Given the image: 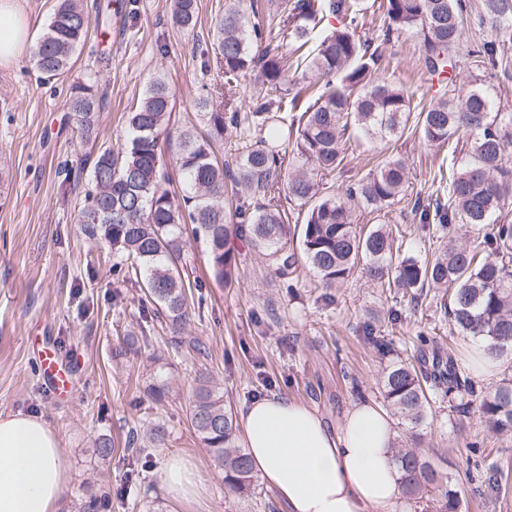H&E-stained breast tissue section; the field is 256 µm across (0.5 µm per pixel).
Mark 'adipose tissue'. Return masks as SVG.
Segmentation results:
<instances>
[{"instance_id": "adipose-tissue-1", "label": "adipose tissue", "mask_w": 512, "mask_h": 512, "mask_svg": "<svg viewBox=\"0 0 512 512\" xmlns=\"http://www.w3.org/2000/svg\"><path fill=\"white\" fill-rule=\"evenodd\" d=\"M31 44L16 0H0V63L17 60ZM244 444L254 472L288 512H409L391 457L396 433L371 401L351 406L329 427L306 404L272 395L241 412ZM67 468L57 433L41 417H0V512H58ZM164 485L177 500L206 490L195 466L172 456Z\"/></svg>"}]
</instances>
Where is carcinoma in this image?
Masks as SVG:
<instances>
[{
	"mask_svg": "<svg viewBox=\"0 0 512 512\" xmlns=\"http://www.w3.org/2000/svg\"><path fill=\"white\" fill-rule=\"evenodd\" d=\"M361 0H280L276 16L287 52L268 42L265 0H231L206 40H197L193 54L203 70L216 66L224 84L233 87L257 73L258 95L248 107L258 140L237 148L232 163L213 159V144L224 130L241 123L239 112L214 106L213 97L196 99L210 133L199 139L188 130L177 135L174 159L182 187L169 181L161 135L169 133L174 91L158 76L127 116L128 135L115 149L101 150L91 162L95 191L82 212L84 231L107 242L112 253L130 261L156 314L175 329L188 317L186 283L177 261L187 226L203 236L210 270L226 286L237 277L236 256L226 248L234 236L247 239L286 279L299 263L317 277L320 287L337 288L359 272L367 279L406 291L425 286L451 287L444 303L451 331L463 340L485 344L494 360L512 357V224L499 220L512 198V109L501 104L496 83L512 77L503 65L512 48V0H481L469 9L466 0H383V38L366 32ZM332 16L339 25L319 37L317 24ZM172 22L192 32L196 0H173ZM89 15L80 0H58L39 39L37 69L55 77L71 67L76 49L85 43ZM488 28L491 38L469 41L468 29ZM415 34L422 39L423 66L437 80L442 94L429 104L413 102L406 88L379 75L390 66L384 45L392 35ZM468 58L481 73L459 81V60ZM316 76L307 104L295 88L290 71ZM71 118L83 134H92L99 98L94 85L78 83L68 100ZM429 145H445L466 136L464 160L451 169L448 199L438 194L412 199L419 223L438 221L448 231V248L425 263L399 257L392 230L386 224L362 227L356 211H381L400 201L409 188L406 163L391 156L376 171L350 182L340 194L325 191L323 177L344 165L348 143H389L403 136L408 124ZM256 199L281 192L304 209V220L290 224L275 204L224 206L228 185ZM95 213L98 221L85 217ZM474 235L455 239L457 224ZM365 338L385 360L380 379L383 405L397 420L406 439L394 447L402 472L404 494L421 512H460L461 499L448 478L427 458L423 430L432 417L431 402L448 398L456 413L468 411L466 394L479 399L487 431L512 436V379L483 390L469 376L463 359L436 340L417 336L416 355L403 359L391 340L376 335L367 324ZM169 386L161 373L148 385L150 399L160 404ZM191 424L224 484L237 494L251 491L252 465L237 444V424L224 394L209 379L198 378L190 403ZM164 430L159 424L148 436L132 440L139 451L159 448ZM109 494L92 495L79 512H107Z\"/></svg>",
	"mask_w": 512,
	"mask_h": 512,
	"instance_id": "1",
	"label": "carcinoma"
}]
</instances>
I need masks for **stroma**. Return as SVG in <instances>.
<instances>
[{"mask_svg":"<svg viewBox=\"0 0 512 512\" xmlns=\"http://www.w3.org/2000/svg\"><path fill=\"white\" fill-rule=\"evenodd\" d=\"M224 2L196 0L197 25L188 33L173 24L170 0H123L119 13L114 0H82L91 28L68 72L43 80L29 51L0 65V417L36 414L57 432L68 471L60 512H74L77 500L96 491L110 493V512H286L262 481L247 495L225 487L190 424L198 376L213 379L233 410L278 394L336 423L358 399L381 400L384 363L364 338L366 323L409 355L418 331L448 340V318L434 289L415 301L357 274L327 290L301 266L289 290L270 263L236 237L229 246L238 280L227 287L210 274L206 247L189 231L179 268L192 286L190 319L176 333L155 317L135 277L113 274L108 245L85 235L80 211L91 183L65 178L61 166L121 144L127 114L155 74H165L175 93L174 129L192 125L206 132L194 104L200 93L212 94L228 111L246 108L255 93L253 76L225 90L222 73L202 71L193 55L196 37L211 34ZM386 52L390 80L433 96L419 39L401 36ZM77 81L93 82L101 96L97 136L89 142L67 110ZM391 154L407 161L410 193L424 196L435 193L440 168L456 159L453 145L431 146L407 132L387 144H362L326 183L345 189ZM379 221L392 228L401 255L425 262L446 244L439 231L423 228L407 203L382 210ZM393 309L394 321L388 317ZM47 349L69 374L65 391L52 392L44 381L40 357ZM158 369L171 386L160 405L145 396ZM432 412L424 448L458 489L462 512H512V436L488 433L475 408L461 416L437 403ZM155 422L165 427L164 446L147 455L129 448V432ZM101 435L111 436L114 448L105 461L94 453ZM475 440L484 456L480 469L471 470L466 445ZM170 454L194 462L212 491L205 505L167 496L163 468ZM491 467L503 473L501 489L481 482L482 469Z\"/></svg>","mask_w":512,"mask_h":512,"instance_id":"stroma-1","label":"stroma"}]
</instances>
